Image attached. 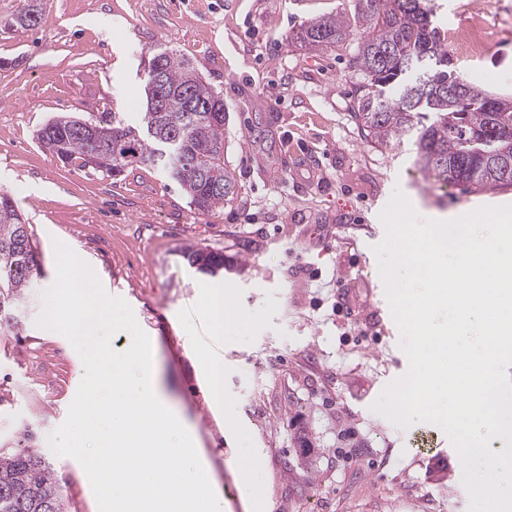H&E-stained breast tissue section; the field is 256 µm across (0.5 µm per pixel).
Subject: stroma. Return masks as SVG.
<instances>
[{
	"mask_svg": "<svg viewBox=\"0 0 512 512\" xmlns=\"http://www.w3.org/2000/svg\"><path fill=\"white\" fill-rule=\"evenodd\" d=\"M445 31L482 15L495 37L465 77L512 94V0H436ZM355 0H36L39 23L9 31L19 0H0V192L18 201L39 271L19 328H0V444L66 419L83 363L35 324L56 278L55 243L123 298L153 341L161 384L194 427L224 512H468L447 434L400 429L371 411L409 360L374 252L380 214L401 191L421 218L512 204V191L468 193L420 171L410 143L373 148L352 116L356 47H296L311 19ZM165 48L189 58L224 97V157L241 191L213 215L148 165L106 177L44 152L57 116L122 113L135 123L144 72ZM223 252L237 270L196 272L185 247ZM224 288V331L205 308ZM224 366V402L208 399L203 361ZM306 432L311 452L298 448ZM41 450L68 512L98 505L74 458Z\"/></svg>",
	"mask_w": 512,
	"mask_h": 512,
	"instance_id": "1",
	"label": "stroma"
}]
</instances>
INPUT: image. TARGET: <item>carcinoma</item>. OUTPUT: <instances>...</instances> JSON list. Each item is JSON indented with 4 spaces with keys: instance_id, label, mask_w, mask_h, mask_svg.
Instances as JSON below:
<instances>
[{
    "instance_id": "1",
    "label": "carcinoma",
    "mask_w": 512,
    "mask_h": 512,
    "mask_svg": "<svg viewBox=\"0 0 512 512\" xmlns=\"http://www.w3.org/2000/svg\"><path fill=\"white\" fill-rule=\"evenodd\" d=\"M33 0H20L12 19L19 29L38 24ZM432 0H356L354 12L323 16L303 25L297 40L315 48L343 50L359 35L353 118L374 147L406 140L415 163L467 192L512 189V164L482 152L493 146L512 154V96L462 80V102L450 97L461 80L438 24ZM162 86L151 85L153 74ZM145 105L139 122L120 113L98 121L60 117L36 132L39 145L64 163L109 177L139 165L158 168L176 182L193 209L212 215L238 196L224 159V98L185 57L156 52L145 71ZM190 264L217 275L231 266L224 253L188 247ZM36 252L17 200L0 193V324L18 326L16 311L36 271ZM0 512H67L44 454L27 441L0 452Z\"/></svg>"
}]
</instances>
